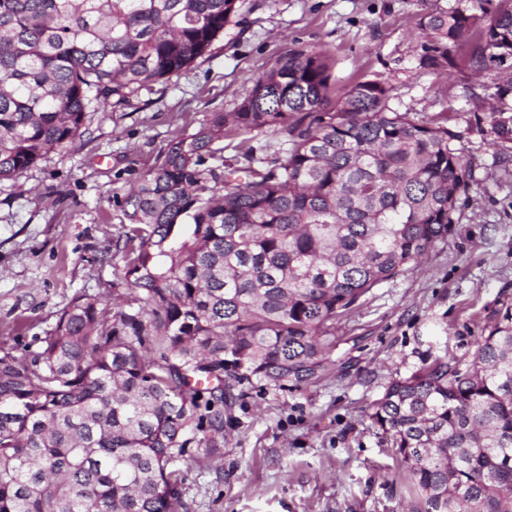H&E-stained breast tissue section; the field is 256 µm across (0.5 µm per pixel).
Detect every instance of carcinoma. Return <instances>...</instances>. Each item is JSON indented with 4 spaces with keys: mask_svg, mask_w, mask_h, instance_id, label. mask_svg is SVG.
I'll use <instances>...</instances> for the list:
<instances>
[{
    "mask_svg": "<svg viewBox=\"0 0 512 512\" xmlns=\"http://www.w3.org/2000/svg\"><path fill=\"white\" fill-rule=\"evenodd\" d=\"M239 0H0V181L69 150L88 116L202 56ZM419 66L468 67L512 144V8L420 17ZM322 54L290 50L231 114L172 139L125 199L127 291L80 295L32 356L0 355V512H177L173 461L224 437V376L311 384L336 321L448 238L475 180L440 114L414 120L359 82L327 108ZM271 132L267 159L250 145ZM240 139L237 154L221 144ZM373 422L425 512H512V305L470 362L395 379Z\"/></svg>",
    "mask_w": 512,
    "mask_h": 512,
    "instance_id": "obj_1",
    "label": "carcinoma"
}]
</instances>
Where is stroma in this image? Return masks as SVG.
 Returning a JSON list of instances; mask_svg holds the SVG:
<instances>
[{"instance_id": "obj_1", "label": "stroma", "mask_w": 512, "mask_h": 512, "mask_svg": "<svg viewBox=\"0 0 512 512\" xmlns=\"http://www.w3.org/2000/svg\"><path fill=\"white\" fill-rule=\"evenodd\" d=\"M501 0H241L205 54L126 102L89 116L70 150L0 182V353L30 355L79 295L125 286L114 244L123 202L170 140L210 113L235 111L285 51L327 57L328 97L379 80L390 105L417 121L447 112L476 180L447 240L377 285L336 325L334 371L278 389L226 379L224 442L189 447L179 512H423L424 502L373 402L395 378L442 356L470 360L497 310L512 303V163L473 112L488 97L465 63L439 76L417 61L421 15L453 7L496 11Z\"/></svg>"}]
</instances>
